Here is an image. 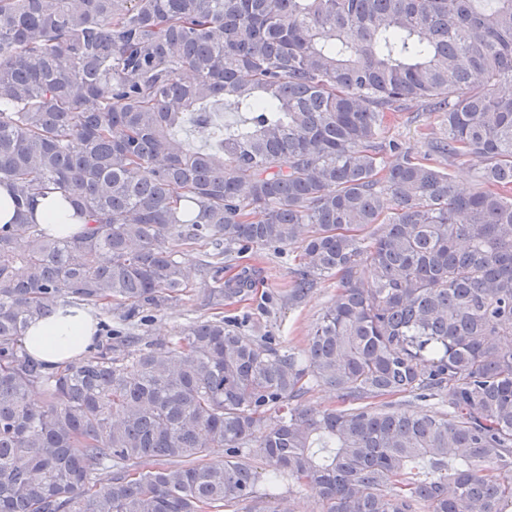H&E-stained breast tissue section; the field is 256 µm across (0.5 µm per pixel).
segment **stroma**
Listing matches in <instances>:
<instances>
[{"label":"stroma","mask_w":512,"mask_h":512,"mask_svg":"<svg viewBox=\"0 0 512 512\" xmlns=\"http://www.w3.org/2000/svg\"><path fill=\"white\" fill-rule=\"evenodd\" d=\"M440 132L437 113L415 106L399 113L387 128V137L396 139L414 155L428 153L432 138ZM208 247L195 245L182 249L180 260L186 267L194 286L178 302L156 312L146 329L149 336L166 339L185 324L216 316L232 318L241 323L250 336H277L285 345L305 347L309 333L321 313L336 296L335 280H325L301 298H293L297 263L291 250L273 254L264 250L225 254L224 275L233 277L249 271L255 283L252 293L237 297L222 305L208 303L205 298L207 282L201 273Z\"/></svg>","instance_id":"stroma-1"}]
</instances>
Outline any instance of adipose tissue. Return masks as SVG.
Segmentation results:
<instances>
[{"label": "adipose tissue", "instance_id": "adipose-tissue-1", "mask_svg": "<svg viewBox=\"0 0 512 512\" xmlns=\"http://www.w3.org/2000/svg\"><path fill=\"white\" fill-rule=\"evenodd\" d=\"M33 219L53 226L62 235L84 227L82 218L75 216L72 208L56 194L37 199ZM95 332L96 324L87 311L62 308L32 324L24 345L32 358L52 370L82 355L93 344Z\"/></svg>", "mask_w": 512, "mask_h": 512}]
</instances>
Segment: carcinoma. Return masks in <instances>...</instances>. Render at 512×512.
<instances>
[{
  "label": "carcinoma",
  "mask_w": 512,
  "mask_h": 512,
  "mask_svg": "<svg viewBox=\"0 0 512 512\" xmlns=\"http://www.w3.org/2000/svg\"><path fill=\"white\" fill-rule=\"evenodd\" d=\"M418 104L430 158L384 137ZM0 185V512H276L309 483L316 512H512V0H0ZM49 193L87 228L31 223ZM199 243L298 251L296 297L336 280L305 348L215 318L27 352L60 306L149 322ZM223 271L218 303L251 287ZM304 403L310 407L324 409L338 407L336 392L325 385L315 384L309 393L303 399Z\"/></svg>",
  "instance_id": "cac0c4a2"
}]
</instances>
